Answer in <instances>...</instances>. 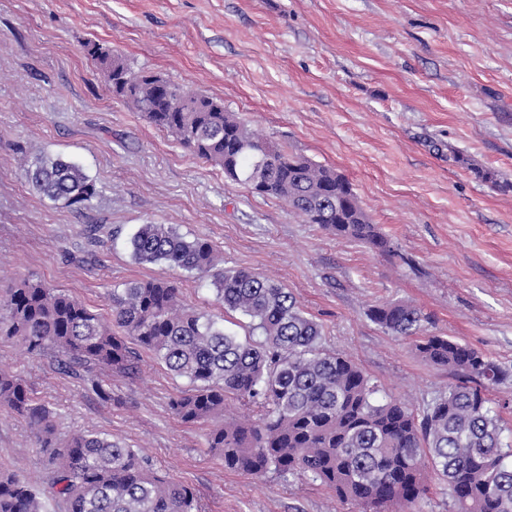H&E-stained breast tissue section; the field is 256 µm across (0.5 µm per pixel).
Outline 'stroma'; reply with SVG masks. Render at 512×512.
Listing matches in <instances>:
<instances>
[{
	"instance_id": "35a3bbf8",
	"label": "stroma",
	"mask_w": 512,
	"mask_h": 512,
	"mask_svg": "<svg viewBox=\"0 0 512 512\" xmlns=\"http://www.w3.org/2000/svg\"><path fill=\"white\" fill-rule=\"evenodd\" d=\"M223 100L269 142L333 168L388 239L387 252L303 223L248 192L112 96L85 45ZM79 164L99 189L76 211L40 198L25 161ZM495 171L498 180L480 178ZM143 224L203 238L219 265L266 276L322 326L381 397L423 409L454 383L414 338L370 321L405 301L424 334L471 345L512 374V0H0V289L31 278L101 314L111 291L174 282L182 301L247 336L210 279L133 260ZM95 236H88L89 227ZM60 435L99 433L195 488L204 512H359L319 482L225 469L207 425L170 402L188 383L148 352L100 400L84 382L0 337ZM0 467L39 484L45 455L0 407Z\"/></svg>"
}]
</instances>
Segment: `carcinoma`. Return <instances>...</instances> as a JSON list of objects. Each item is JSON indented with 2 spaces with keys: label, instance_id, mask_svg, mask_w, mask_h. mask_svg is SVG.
Segmentation results:
<instances>
[{
  "label": "carcinoma",
  "instance_id": "cac0c4a2",
  "mask_svg": "<svg viewBox=\"0 0 512 512\" xmlns=\"http://www.w3.org/2000/svg\"><path fill=\"white\" fill-rule=\"evenodd\" d=\"M107 72L112 93L174 135L194 156L224 176L283 201L307 224L338 237L386 250L387 241L358 204L344 175L260 139L224 102L145 73L128 94L112 70L113 57L85 44ZM24 175L42 196L64 208L87 209L96 182L76 163L41 157ZM140 263H164L211 278L226 313L249 319L261 339H241L224 324L180 301L163 280L112 289V313L103 317L69 295L25 280L0 297V337L17 340L30 355L50 354L65 372L86 379L112 400L110 376L137 370L132 345L152 353L189 383L171 401L185 423H207L210 452L224 467L255 478L273 471L310 478L353 501L363 512H414L426 494L429 466L448 487L454 512H512V445L504 441L500 404L487 391L509 374L476 349L445 336L416 344L430 364L454 371L457 382L418 413L376 398L377 386L349 359L321 344V325L271 279L249 270L216 268L213 245L188 240L165 224H142L130 239ZM367 316L394 335H416L417 307L375 305ZM257 408L258 418L224 415L228 400ZM0 406L27 420L48 455L46 488L39 491L0 467V512H200L196 492L158 475L138 452L95 433L55 438L52 411L18 376L0 369Z\"/></svg>",
  "mask_w": 512,
  "mask_h": 512
}]
</instances>
